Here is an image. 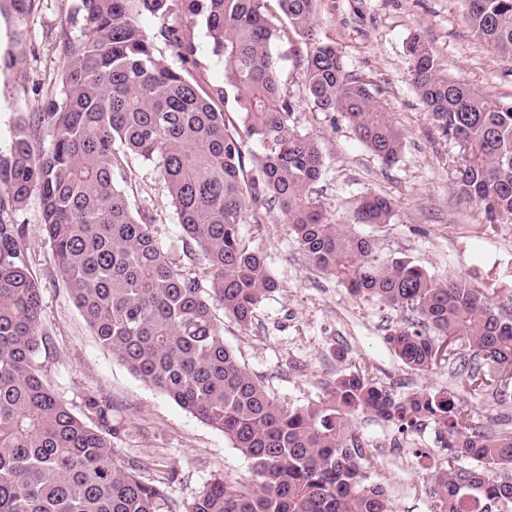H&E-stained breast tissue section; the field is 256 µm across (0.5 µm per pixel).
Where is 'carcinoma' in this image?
<instances>
[{
  "label": "carcinoma",
  "mask_w": 512,
  "mask_h": 512,
  "mask_svg": "<svg viewBox=\"0 0 512 512\" xmlns=\"http://www.w3.org/2000/svg\"><path fill=\"white\" fill-rule=\"evenodd\" d=\"M278 5L304 51L305 91L338 112L385 165L404 132L371 83L347 71L317 37L316 0H82L81 35L65 43L61 96L18 117L0 151V512H167L164 487L119 456L112 403L90 397L92 426L44 378L41 292L21 213L36 195L52 260L103 346L146 382L224 432L251 465L242 482L216 475L184 512H393L369 482L377 460L357 433L371 413L416 428L438 426L445 464L429 475L435 512H512V314L465 281L439 279L392 258L314 197L326 168L318 141L293 125L272 45ZM473 35L512 59V0H461ZM178 10L205 19L224 84L193 75L198 49L180 26L159 35L179 66L156 53L141 19ZM411 84L439 136L477 150L454 191L512 223V99L445 73L418 37L406 45ZM159 173L182 228L184 262L160 247L153 217L133 209L129 157ZM276 207L311 265L353 295L407 314L388 336L396 356L427 373L446 361L455 388L492 401L498 421L458 407L456 393L397 399L368 367L340 373L326 396L285 406L224 344L221 310L246 327L277 289L265 256L241 226ZM394 204L362 196L357 224H388ZM475 462L465 467L461 460Z\"/></svg>",
  "instance_id": "obj_1"
}]
</instances>
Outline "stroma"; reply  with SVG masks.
Listing matches in <instances>:
<instances>
[{"label":"stroma","mask_w":512,"mask_h":512,"mask_svg":"<svg viewBox=\"0 0 512 512\" xmlns=\"http://www.w3.org/2000/svg\"><path fill=\"white\" fill-rule=\"evenodd\" d=\"M80 17L81 0H34L22 20L0 12V58L18 60L15 68L0 70V150L9 148L20 113L41 111L58 97L64 45L80 35ZM169 20L183 26L198 47L200 83L223 82L224 66L210 51L204 19L177 12ZM317 34L336 44L352 74L380 91L406 137L401 159L387 166L339 113L317 111L304 94L299 39L291 27H282L272 51L282 66L284 89L295 101V126L319 139L326 158L315 195L330 218L351 223L354 199L385 194L394 203L390 223L361 224L358 232L374 238L389 256L410 258L438 278L465 280L506 303L512 298V224L490 221L484 210L455 194L459 146L441 138L428 120L410 83L405 47L409 38L420 36L450 76L507 97L512 60L473 36L460 0H317ZM130 166L125 191L131 205L149 209L160 246L172 262L181 263L182 230L163 182L138 160ZM22 217L45 310L48 349L39 361L55 393L85 420L87 398L111 402L112 422L120 429L115 447L121 457L140 461L145 480L166 487L173 512H183L213 475L250 478L248 460L223 432L131 373L99 343L52 261L38 197L29 198ZM242 235L265 254L279 288L260 304L250 326L224 317V341L277 399L307 404L321 397L338 373L358 365L369 366L399 398L453 389L447 364L421 374L395 356L388 337L403 325L404 313L352 295L312 268L279 210H264L260 223L243 225ZM357 428L364 444L378 451L371 480L383 487L393 512H434L423 488L428 457L440 446L434 424L402 434L390 422L362 415Z\"/></svg>","instance_id":"obj_1"}]
</instances>
